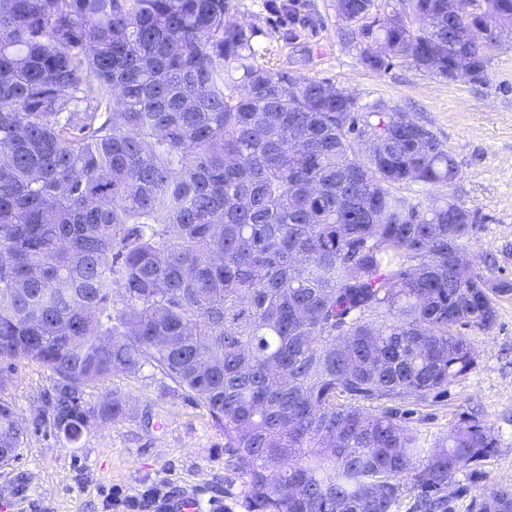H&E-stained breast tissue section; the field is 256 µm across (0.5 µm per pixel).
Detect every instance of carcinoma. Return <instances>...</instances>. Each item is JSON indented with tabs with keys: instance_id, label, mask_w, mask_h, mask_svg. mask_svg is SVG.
<instances>
[{
	"instance_id": "obj_1",
	"label": "carcinoma",
	"mask_w": 512,
	"mask_h": 512,
	"mask_svg": "<svg viewBox=\"0 0 512 512\" xmlns=\"http://www.w3.org/2000/svg\"><path fill=\"white\" fill-rule=\"evenodd\" d=\"M448 0H337L360 63L447 77L468 55ZM512 30V0H487ZM231 0H0V393L49 371L33 431L78 441L127 410L86 388L149 366L204 407L250 512H448L497 439L476 419L431 447L404 414L476 362L512 282L456 262L476 214L457 167L377 105L259 62ZM93 96L86 94L90 81ZM374 404L363 412L355 403ZM0 399V464L31 431ZM476 512H512L488 485Z\"/></svg>"
}]
</instances>
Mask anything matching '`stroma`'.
Wrapping results in <instances>:
<instances>
[{
	"instance_id": "stroma-1",
	"label": "stroma",
	"mask_w": 512,
	"mask_h": 512,
	"mask_svg": "<svg viewBox=\"0 0 512 512\" xmlns=\"http://www.w3.org/2000/svg\"><path fill=\"white\" fill-rule=\"evenodd\" d=\"M234 4L229 21L258 28L274 70L329 81L361 111L379 104L429 129L457 165L448 195L479 217L468 257L477 270L492 268L512 282V49L491 57L481 81H449L402 62L378 74L342 38L336 0ZM496 306L493 330L472 337L475 368L409 420L429 442L473 417L494 429L496 453L478 473L457 474L470 494L450 500L449 512H471L472 497L487 485H512V293ZM49 383L47 371L22 363L4 397L29 421ZM113 388L128 397L126 416L95 423L75 443L48 430L29 435L18 459L0 465V512H162L186 492L199 512H248L243 479L228 466L224 436L204 408L146 373L113 376L87 388V398L98 401Z\"/></svg>"
}]
</instances>
